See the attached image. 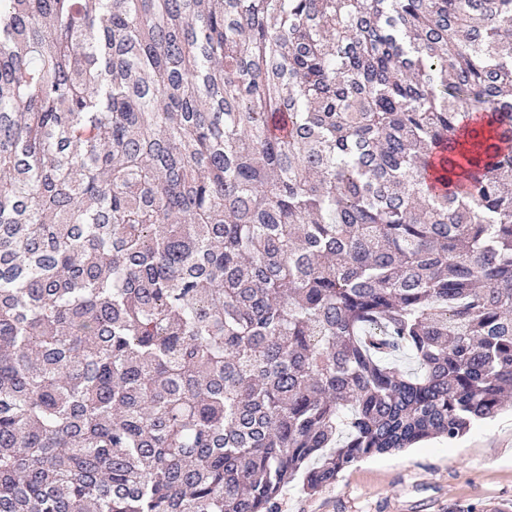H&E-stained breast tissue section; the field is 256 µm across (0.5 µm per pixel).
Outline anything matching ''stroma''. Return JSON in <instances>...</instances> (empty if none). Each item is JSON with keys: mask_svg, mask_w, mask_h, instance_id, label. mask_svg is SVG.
<instances>
[{"mask_svg": "<svg viewBox=\"0 0 512 512\" xmlns=\"http://www.w3.org/2000/svg\"><path fill=\"white\" fill-rule=\"evenodd\" d=\"M512 512V410L441 439L364 459L317 492L292 484L278 512Z\"/></svg>", "mask_w": 512, "mask_h": 512, "instance_id": "35a3bbf8", "label": "stroma"}]
</instances>
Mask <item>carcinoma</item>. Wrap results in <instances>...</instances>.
<instances>
[{"mask_svg": "<svg viewBox=\"0 0 512 512\" xmlns=\"http://www.w3.org/2000/svg\"><path fill=\"white\" fill-rule=\"evenodd\" d=\"M510 401L512 0H0V512H277Z\"/></svg>", "mask_w": 512, "mask_h": 512, "instance_id": "1", "label": "carcinoma"}]
</instances>
